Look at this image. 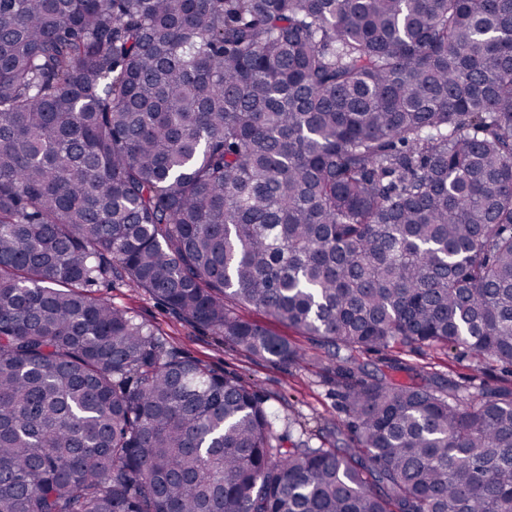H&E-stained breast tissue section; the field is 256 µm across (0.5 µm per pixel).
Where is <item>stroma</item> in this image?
Here are the masks:
<instances>
[{"label":"stroma","instance_id":"1","mask_svg":"<svg viewBox=\"0 0 512 512\" xmlns=\"http://www.w3.org/2000/svg\"><path fill=\"white\" fill-rule=\"evenodd\" d=\"M100 295L113 305L128 309L136 320L146 324L168 348L189 354L217 372L236 375L254 383L266 398V405L279 416L277 431L284 446L306 440L311 446H345L350 439L345 430L347 418L342 410L336 366L328 361V349L319 341L302 336L252 308L236 307V314L302 347V362H272L257 359L235 348L211 330L186 323L169 312L157 299L140 288L121 282L104 285ZM397 359L398 379L408 381L421 375L440 392L464 386L512 382V373L502 366L478 367L470 355L444 346L397 347L391 353H360L356 359L360 377L370 383L386 372L389 359Z\"/></svg>","mask_w":512,"mask_h":512}]
</instances>
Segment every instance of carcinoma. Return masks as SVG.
I'll return each instance as SVG.
<instances>
[{"label": "carcinoma", "instance_id": "1", "mask_svg": "<svg viewBox=\"0 0 512 512\" xmlns=\"http://www.w3.org/2000/svg\"><path fill=\"white\" fill-rule=\"evenodd\" d=\"M127 281L250 355L346 352L351 445L169 351ZM512 0H0V512H512ZM356 359L360 367L359 376L369 383L378 381L383 372L404 381L414 379L421 382L417 373L427 379L425 383L432 389L443 393H448V386H464L473 390L483 383L485 386L503 385L512 380V374L501 365L488 364L482 371H477L478 363L473 356H462L445 346L397 347L385 354L359 353ZM389 359H397L401 369L391 372L386 367Z\"/></svg>", "mask_w": 512, "mask_h": 512}]
</instances>
